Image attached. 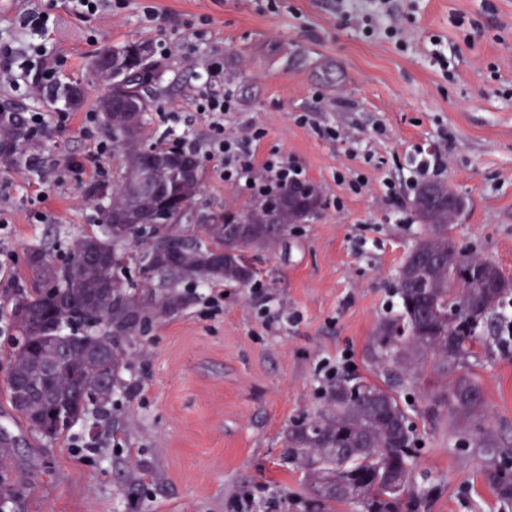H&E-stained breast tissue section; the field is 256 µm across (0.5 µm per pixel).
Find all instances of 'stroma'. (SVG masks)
<instances>
[{"mask_svg":"<svg viewBox=\"0 0 512 512\" xmlns=\"http://www.w3.org/2000/svg\"><path fill=\"white\" fill-rule=\"evenodd\" d=\"M48 16L46 43L61 82L84 98L35 151L0 162V284L39 246L62 260L103 221L93 196L115 177L119 152L95 154L82 134L104 92L95 55L148 42L163 74L151 96L146 141L200 148L199 207H242L252 194L204 153L208 97L230 94L226 133L259 131L257 161L279 154L321 194V210L280 248L260 254L251 285L223 286L153 320L128 345L121 390L107 416L89 411L50 440L10 406L18 333L0 304V439L12 450L15 496L0 512H288L306 493L283 458L289 426L323 403L340 371L374 382L369 344L397 308L399 267L423 232L412 199V159L441 145L442 175L463 200L449 226L459 250L512 275V0H125L77 17L67 0H0V39L29 42L18 19ZM396 22L402 40L390 37ZM38 60L0 70V111L54 112L30 97ZM470 373L490 425L512 433V356L477 350ZM426 366L404 391L422 439L412 479L442 483L431 512H500L478 451L427 412L425 389L447 387Z\"/></svg>","mask_w":512,"mask_h":512,"instance_id":"35a3bbf8","label":"stroma"}]
</instances>
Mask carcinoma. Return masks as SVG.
<instances>
[{
  "label": "carcinoma",
  "instance_id": "obj_1",
  "mask_svg": "<svg viewBox=\"0 0 512 512\" xmlns=\"http://www.w3.org/2000/svg\"><path fill=\"white\" fill-rule=\"evenodd\" d=\"M141 45L103 51L93 71L104 84L99 100L112 147L124 157L112 185L97 188L108 200L103 233L77 239L62 262L33 252L22 278L0 293L12 307L21 343L9 370L8 400L42 436L68 431L94 405L102 410L118 388L125 362L120 340L140 336L153 315L187 306L182 289L224 283L246 285L257 269L244 255L278 247L296 224L321 205L311 185L257 198L238 210L211 211L199 235L187 236L179 223L201 194L196 152L173 143L144 146L147 94L161 80L144 66ZM26 136L18 114L0 121V156H12ZM153 151L162 168L158 182L135 196L130 189L144 173ZM460 197L442 180L424 182L413 199L424 233L406 254L398 274L395 314L383 319L369 353L382 372L377 384L338 375L313 415L288 428L284 454L308 484V497L288 495L294 512H430L439 491L410 482L422 439L410 424L401 393L415 386L422 368L434 363L448 388L427 395L429 411L448 410L453 436L464 448L479 449L485 481L504 510L512 509V441L486 420L481 388L468 374L474 348L512 352V280L493 262L465 254L448 235ZM177 235L183 246L172 253ZM136 267L149 284L147 298L132 293L126 277ZM59 360L51 377L39 378L43 364ZM10 449L0 445V499L10 495Z\"/></svg>",
  "mask_w": 512,
  "mask_h": 512
}]
</instances>
